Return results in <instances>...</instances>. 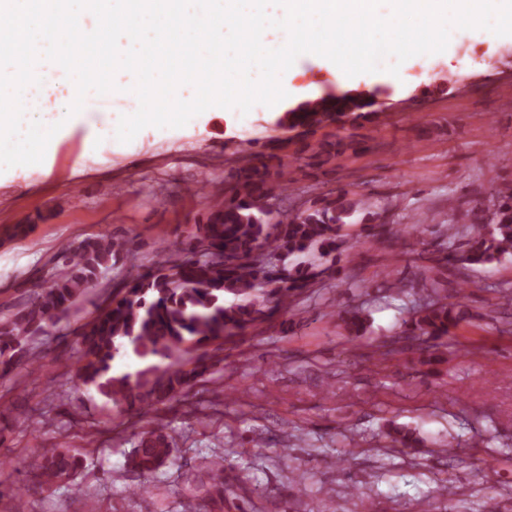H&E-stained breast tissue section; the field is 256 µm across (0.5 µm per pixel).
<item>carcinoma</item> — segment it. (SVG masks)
<instances>
[{
	"mask_svg": "<svg viewBox=\"0 0 512 512\" xmlns=\"http://www.w3.org/2000/svg\"><path fill=\"white\" fill-rule=\"evenodd\" d=\"M364 109L356 98L321 96L284 113L280 125L344 129L366 117ZM287 182L284 163L272 168L258 156L229 175L224 198L210 201L195 243L160 252L152 269L123 281L122 297L112 299L76 333L73 379L128 410L171 401L209 369L202 358L190 369L184 366L190 347L245 334L274 316L270 301L286 310L296 296L330 276L344 245L343 230L354 214L366 209V201L340 188L333 198L287 208ZM491 197L493 210L475 206L467 212L466 242L448 251L443 257L447 263L484 265L512 256V183L493 188ZM121 250L110 233L59 246L49 282L34 291L28 305L0 320V377L34 373L32 339L56 324ZM330 314L348 335L364 334L363 310L338 304ZM470 318L459 301L432 300L414 309L403 325L408 335L428 344L448 338ZM129 353L166 360L167 368L161 372L151 363L133 373H114V361ZM390 437L398 448L419 444L410 429L394 428ZM174 460L167 427L157 425L137 435L126 466L143 475ZM29 468L39 487L60 486L74 481L77 461L60 448H43Z\"/></svg>",
	"mask_w": 512,
	"mask_h": 512,
	"instance_id": "obj_1",
	"label": "carcinoma"
}]
</instances>
